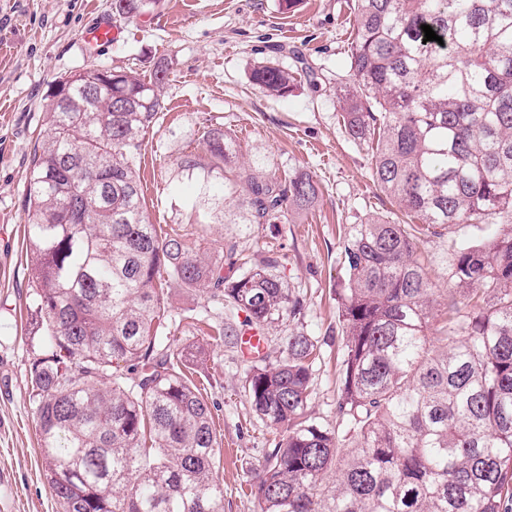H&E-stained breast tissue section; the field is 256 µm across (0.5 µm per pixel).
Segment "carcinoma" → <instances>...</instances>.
<instances>
[{
  "mask_svg": "<svg viewBox=\"0 0 512 512\" xmlns=\"http://www.w3.org/2000/svg\"><path fill=\"white\" fill-rule=\"evenodd\" d=\"M160 0H112L134 20ZM338 81L339 122L374 159V180L408 219L370 216L343 240L338 428L307 416L317 341L291 332L249 366L244 394L278 431L254 486L256 512H512V231L454 243L446 287L421 261L425 237L512 223V0H354ZM426 24L443 39L423 42ZM132 71L90 68L50 91L47 135L30 151L24 199L34 313L29 403L58 512H224L210 404L187 376L204 347L171 342L165 289L214 303L208 336L298 322L274 249L243 240L318 199L313 177L281 179L220 128L185 153L198 205L181 224L234 225L218 246L147 220L135 169L160 108ZM320 76L259 63L283 98ZM246 194L237 196L240 186Z\"/></svg>",
  "mask_w": 512,
  "mask_h": 512,
  "instance_id": "carcinoma-1",
  "label": "carcinoma"
}]
</instances>
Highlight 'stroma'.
I'll use <instances>...</instances> for the list:
<instances>
[{
    "label": "stroma",
    "instance_id": "35a3bbf8",
    "mask_svg": "<svg viewBox=\"0 0 512 512\" xmlns=\"http://www.w3.org/2000/svg\"><path fill=\"white\" fill-rule=\"evenodd\" d=\"M353 0H300L283 12L280 0H162L158 9L122 23V36L101 56L85 51L83 32L111 15L112 0H0V512H57L42 466L29 405L27 368L38 351L32 338V298L26 277L23 228L31 146L43 122L46 97L61 78L89 68L162 70L161 108L145 135L139 174L154 224L190 212L196 180L180 176L182 153L203 149L205 127L234 133L244 149L269 156L272 170L301 168L319 186L314 208L263 225L249 251L282 250L288 286L306 304L303 319L266 337L280 351L289 331L318 340L309 416L335 427L342 352L336 342V288L346 275L341 246L346 229L376 213L402 221L397 203L373 182V158L338 122L333 81L344 73L353 39ZM278 41L305 55L324 84L300 86L273 99L250 81L261 62L290 66L265 51ZM470 224L447 237L425 238L420 248L434 279H441L451 240L478 237ZM248 361L221 342L208 346L193 378L206 390L221 441L224 512H255V468L272 431L242 392Z\"/></svg>",
    "mask_w": 512,
    "mask_h": 512
}]
</instances>
